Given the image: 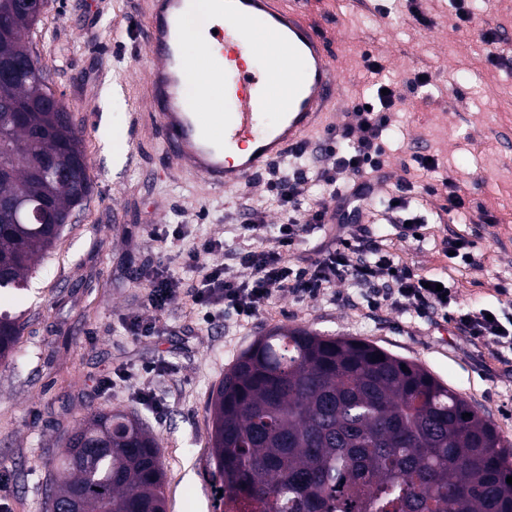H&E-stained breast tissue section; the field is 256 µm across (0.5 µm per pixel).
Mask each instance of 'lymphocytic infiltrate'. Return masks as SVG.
<instances>
[{"label": "lymphocytic infiltrate", "instance_id": "lymphocytic-infiltrate-1", "mask_svg": "<svg viewBox=\"0 0 512 512\" xmlns=\"http://www.w3.org/2000/svg\"><path fill=\"white\" fill-rule=\"evenodd\" d=\"M365 69L370 93L355 106L353 124L339 135L340 146L296 152V165L270 182L282 214L276 234H269L261 210L252 205L240 223L252 246L230 248L223 239L209 237L186 252V267L201 272L195 305L205 309L207 321L233 314L243 322L278 294L315 297L341 282L362 291L372 309L436 314L454 322L491 355L512 352V314L491 319L486 309L456 306L451 288L436 290V277L418 273L401 260L380 234L382 224L399 226L405 239L421 233L418 207L428 195L444 197L445 214L467 211L484 224L490 218L459 184L440 174L438 160L415 159L418 171L435 175V182H389L383 139L399 94L377 59L366 58ZM317 230L322 237L313 256H298L300 244Z\"/></svg>", "mask_w": 512, "mask_h": 512}]
</instances>
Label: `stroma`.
<instances>
[{"mask_svg": "<svg viewBox=\"0 0 512 512\" xmlns=\"http://www.w3.org/2000/svg\"><path fill=\"white\" fill-rule=\"evenodd\" d=\"M412 6L429 26L412 19ZM304 7L341 62L340 108L312 141L327 142L352 123L366 93L364 56L385 59L402 95L385 141L390 179L414 177L415 156H433L497 218L430 223L426 242H400L396 251L419 273L447 278L458 302L497 307L495 284L512 285V0H494L469 24L448 0H392L387 16L371 0H304ZM141 11V0H46L29 34L35 59L82 134L92 194L31 274L29 290L0 295V311L25 326L13 357L0 362V512H48L56 479L50 461L91 405L136 414L158 438L166 512H215L209 398L243 349L282 326L366 339L416 361L512 445V355L490 356L453 322L369 311L343 284L304 300L275 296L246 323L201 321L190 297L198 275L184 267L183 250L207 237L246 246L232 221L244 205L262 204L272 226L281 213L267 177L246 193L178 181L165 174L159 141H130L134 89L146 64L131 51ZM483 28L498 32L503 62L487 61L477 35ZM419 71L435 84L432 96L409 90ZM155 224L181 225L182 239L154 242ZM452 229L474 240L478 265L458 266L444 255L441 241ZM161 252L183 290L157 318L155 335L135 336L132 318L154 316L146 283ZM109 373L119 382L103 397L97 384ZM142 387L164 403L163 416L139 404Z\"/></svg>", "mask_w": 512, "mask_h": 512, "instance_id": "35a3bbf8", "label": "stroma"}]
</instances>
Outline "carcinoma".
Listing matches in <instances>:
<instances>
[{"label": "carcinoma", "mask_w": 512, "mask_h": 512, "mask_svg": "<svg viewBox=\"0 0 512 512\" xmlns=\"http://www.w3.org/2000/svg\"><path fill=\"white\" fill-rule=\"evenodd\" d=\"M0 291L27 274L60 232L17 224L47 200L56 221L91 192L82 139L63 104L42 99L43 70L26 37L35 21L0 0ZM24 330L0 313V360ZM224 512H512V451L491 421L413 360L372 342L278 327L255 339L208 405ZM468 417H463V414ZM51 496L74 512H165L158 440L126 411L90 407L54 464Z\"/></svg>", "instance_id": "cac0c4a2"}]
</instances>
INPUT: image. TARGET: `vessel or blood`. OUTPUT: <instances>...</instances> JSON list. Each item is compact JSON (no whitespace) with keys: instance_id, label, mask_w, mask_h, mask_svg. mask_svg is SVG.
<instances>
[{"instance_id":"obj_1","label":"vessel or blood","mask_w":512,"mask_h":512,"mask_svg":"<svg viewBox=\"0 0 512 512\" xmlns=\"http://www.w3.org/2000/svg\"><path fill=\"white\" fill-rule=\"evenodd\" d=\"M213 8L222 27L202 24V43L188 53L189 0H144L137 36L148 71L133 129L160 140L173 169L232 190L285 161L337 111L339 63L319 24L288 0H214ZM213 37L226 55L208 49ZM188 71L203 83L192 101L181 94ZM277 102L276 122L261 125Z\"/></svg>"}]
</instances>
